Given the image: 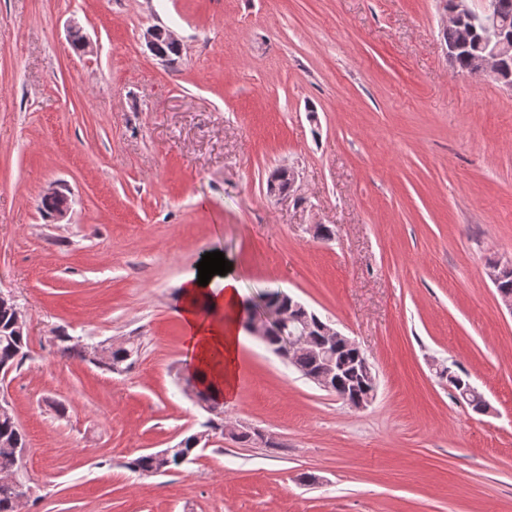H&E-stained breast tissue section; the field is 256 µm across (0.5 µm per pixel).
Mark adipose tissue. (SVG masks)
<instances>
[{
	"label": "adipose tissue",
	"mask_w": 512,
	"mask_h": 512,
	"mask_svg": "<svg viewBox=\"0 0 512 512\" xmlns=\"http://www.w3.org/2000/svg\"><path fill=\"white\" fill-rule=\"evenodd\" d=\"M178 312L186 332V349L198 387L212 398L233 404L245 340L246 302L236 271L213 275L199 285L197 275L180 284Z\"/></svg>",
	"instance_id": "adipose-tissue-1"
}]
</instances>
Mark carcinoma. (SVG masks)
<instances>
[{"label": "carcinoma", "mask_w": 512, "mask_h": 512, "mask_svg": "<svg viewBox=\"0 0 512 512\" xmlns=\"http://www.w3.org/2000/svg\"><path fill=\"white\" fill-rule=\"evenodd\" d=\"M489 5L496 7L501 38L507 40L509 51L501 60V82L512 84V0H488ZM472 28L468 46L453 58V65L460 72L471 73L475 61L484 54L487 33L485 29L470 20L444 28L445 45L451 47L459 41L460 32L466 27ZM288 169L274 170L267 180V191L271 194L288 191ZM264 308L268 310L285 309L288 311V322L283 324L281 335L289 336L304 333L306 344L285 358L291 366L306 376L318 369L320 358L324 354L325 339L318 326L315 325L310 312L297 307V300L279 289H270L264 294ZM52 341L58 351L65 356H77L81 360L88 359L85 347L76 342L74 337L59 329ZM136 342H125L105 347L102 358L95 363L99 369L108 372H121L131 366L133 358L138 354ZM336 360L341 366L339 386L335 387L334 395L342 402H347L353 388L363 385L371 386V378L362 372L356 351L351 348L334 350ZM29 357V333L27 327L17 325L16 310L11 305L0 304V365L11 368L21 365ZM448 386L459 396L466 398L473 411H485L483 396L469 381L465 373L449 371L446 373ZM28 447L26 435L16 420L13 409L0 411V473L18 471L24 462L16 460V451ZM166 455L158 456L151 452L138 455L126 462V467L148 475H167L180 471L186 464L196 459L198 448L195 447L194 435L181 439L175 446L164 449Z\"/></svg>", "instance_id": "cac0c4a2"}]
</instances>
